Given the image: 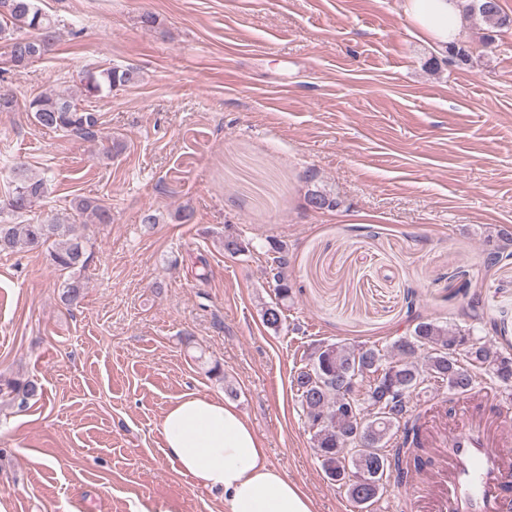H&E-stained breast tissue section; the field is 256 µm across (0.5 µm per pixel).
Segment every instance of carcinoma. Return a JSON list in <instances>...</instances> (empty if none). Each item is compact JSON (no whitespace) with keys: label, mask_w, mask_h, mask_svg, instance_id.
Returning <instances> with one entry per match:
<instances>
[{"label":"carcinoma","mask_w":512,"mask_h":512,"mask_svg":"<svg viewBox=\"0 0 512 512\" xmlns=\"http://www.w3.org/2000/svg\"><path fill=\"white\" fill-rule=\"evenodd\" d=\"M466 13L489 27H501L512 20L503 14L500 0H466ZM0 39L7 42L11 62H25L50 53L57 38V24L37 7L35 0H0ZM140 72L134 67L113 66L87 71L81 79V93L100 97L112 90L135 84ZM40 126L93 140L99 137L101 122L95 112L81 109L65 94H40L29 103ZM48 193L44 179L21 168L14 169L11 192L5 208L20 218ZM75 215L97 224L112 221L110 206L100 199L76 198ZM82 224L58 221L0 224V252L17 248L39 249L53 242L50 257L56 270L69 273L64 299L78 304L86 286L82 271L90 255ZM491 249L486 261L495 265L512 256V229L495 227L487 234ZM288 246L273 242L267 251L266 279L275 285L278 298H290ZM279 303L265 307L263 323L274 330L283 322ZM489 375L500 392L512 396V353L473 329L436 320H421L414 329L398 337L385 353L375 345L347 346L320 343L308 362L294 371L291 388L305 415L315 454L327 478L343 490L359 512L378 502L393 484L399 486L409 475L406 463L424 465L421 432L427 409L413 401V392L435 381L453 394L470 391L478 374ZM8 390L21 401L38 395L33 380H8ZM384 463L377 483L363 489L357 476Z\"/></svg>","instance_id":"1"}]
</instances>
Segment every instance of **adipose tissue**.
<instances>
[{"label":"adipose tissue","mask_w":512,"mask_h":512,"mask_svg":"<svg viewBox=\"0 0 512 512\" xmlns=\"http://www.w3.org/2000/svg\"><path fill=\"white\" fill-rule=\"evenodd\" d=\"M462 0H401L414 37L445 51L463 39ZM164 452L197 484L224 493L226 512H313L301 487L271 464L267 450L236 407L188 394L162 419Z\"/></svg>","instance_id":"ef3b65f1"}]
</instances>
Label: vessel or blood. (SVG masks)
Here are the masks:
<instances>
[{"mask_svg": "<svg viewBox=\"0 0 512 512\" xmlns=\"http://www.w3.org/2000/svg\"><path fill=\"white\" fill-rule=\"evenodd\" d=\"M497 397L483 384L451 404L433 402L438 419L426 443L443 464L412 471L401 496L408 512L426 504L434 512H512V410Z\"/></svg>", "mask_w": 512, "mask_h": 512, "instance_id": "obj_1", "label": "vessel or blood"}]
</instances>
